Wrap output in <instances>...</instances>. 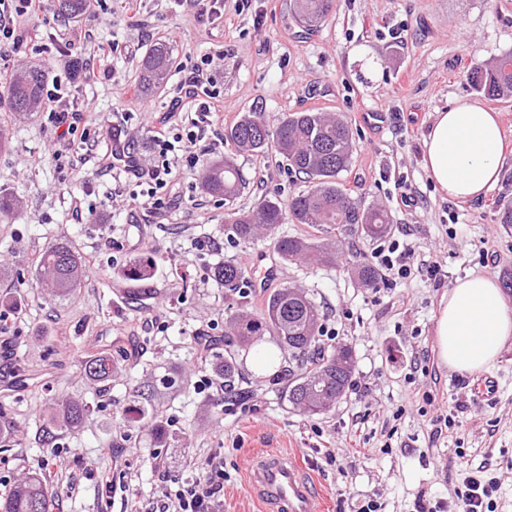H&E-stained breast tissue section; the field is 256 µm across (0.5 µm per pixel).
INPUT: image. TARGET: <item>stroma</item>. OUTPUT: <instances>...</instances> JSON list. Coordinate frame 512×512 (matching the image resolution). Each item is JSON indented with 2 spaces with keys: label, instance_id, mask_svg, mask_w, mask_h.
I'll list each match as a JSON object with an SVG mask.
<instances>
[{
  "label": "stroma",
  "instance_id": "35a3bbf8",
  "mask_svg": "<svg viewBox=\"0 0 512 512\" xmlns=\"http://www.w3.org/2000/svg\"><path fill=\"white\" fill-rule=\"evenodd\" d=\"M289 0H224L209 21L186 0H93L76 20L55 0L46 18L22 20L33 37L6 59L10 70L42 64L60 76L92 151L56 144L46 112L16 119L0 106V187L17 206L0 223V496L30 473L46 474L53 512H159L173 483L205 480L212 458L224 461L220 512H264L249 473L264 451L300 461L322 494L323 512H448L464 473L484 466L498 481L495 512H512V338L488 370L462 374L441 364L435 322L442 296L472 271L496 279L512 273V100L474 91L476 64L512 52V0H335L319 31L300 36ZM118 50L101 61L108 76L83 83L80 68L96 45ZM159 40L174 62L214 58L211 75L222 108L197 144L199 167L183 157L160 209L127 206L145 182L110 171L105 155L126 145L142 163L156 155L157 135L185 132L186 113H169L180 73L153 93L140 85V62ZM499 113L508 144L502 178L480 199L443 198L423 168L424 137L435 112L457 99ZM269 118L335 112L352 127L356 151L341 180L351 196L391 211V238L411 243L419 270L409 279L363 288L348 274L353 254L376 242L356 239L336 266L282 262L276 242L242 243L225 216L253 209L266 196L303 189L275 152L237 151L224 133L249 112ZM363 112L383 113L364 126ZM232 157L245 187L231 200L201 188L204 163ZM67 243L85 262L80 284L63 296L39 288L38 257ZM495 252L494 262L483 260ZM276 265L278 285H299L324 314L322 341L349 343L356 368L346 394L328 414L307 416L283 391L296 365L258 376L251 350L224 343L231 307L260 309L267 289L248 282L228 295L213 269L224 261L252 271L255 256ZM151 264L134 282L131 262ZM442 268L430 280L431 263ZM99 353L117 366L98 383L85 372ZM234 355L239 375L224 386L217 370ZM90 408L77 426H58L63 401ZM145 406V419L133 409ZM458 411L450 434L440 418Z\"/></svg>",
  "mask_w": 512,
  "mask_h": 512
}]
</instances>
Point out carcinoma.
Here are the masks:
<instances>
[{"label":"carcinoma","instance_id":"cac0c4a2","mask_svg":"<svg viewBox=\"0 0 512 512\" xmlns=\"http://www.w3.org/2000/svg\"><path fill=\"white\" fill-rule=\"evenodd\" d=\"M92 0H57L58 14L77 19L91 8ZM335 0H289L296 22L306 31L316 30L333 10ZM171 47L156 43L142 63L141 84L146 91L163 85L172 66ZM473 90L486 97L512 99V53L493 62L476 66L468 74ZM45 70L25 67L6 83V101L11 112L25 117L40 110ZM225 139L236 147L264 153L275 150L298 174L306 176L308 186L286 201L264 197L256 209L231 214L225 231L230 237L249 243L263 237L276 239L278 253L286 262L304 261L313 267L336 264V244L349 238L379 240L390 231L393 219L384 208L352 197L341 182L348 171L355 138L341 115L324 112H293L269 122L262 113L250 112L225 132ZM244 180L230 158L208 164L202 177L203 190L216 197L233 199L241 192ZM302 224L321 234L315 243L308 236L278 235L281 226ZM41 287L59 296L76 287L85 276L78 254L67 244L55 243L39 257ZM355 279L374 288L379 274L368 259L359 255L351 264ZM214 277L230 294L245 288L243 268L231 261L214 268ZM321 312L307 291L284 285L267 297L260 312L239 310L229 319L227 336L238 346L250 348L268 333L277 337V345L288 360L297 364L298 373L285 391L288 402L308 416L329 412L348 390L355 371L352 346L340 344L329 353L320 342ZM85 371L95 381L112 377L114 361L100 354L87 361ZM85 406L69 402L59 409L61 425L81 423ZM0 512H52L47 478L31 473L22 478L4 498Z\"/></svg>","mask_w":512,"mask_h":512}]
</instances>
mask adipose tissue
Returning a JSON list of instances; mask_svg holds the SVG:
<instances>
[{"label":"adipose tissue","mask_w":512,"mask_h":512,"mask_svg":"<svg viewBox=\"0 0 512 512\" xmlns=\"http://www.w3.org/2000/svg\"><path fill=\"white\" fill-rule=\"evenodd\" d=\"M504 151L497 113L462 101L435 113L423 165L445 197L474 200L498 182ZM435 336L443 365L464 373L489 369L512 337V309L497 281L479 272L457 279L441 299Z\"/></svg>","instance_id":"adipose-tissue-1"}]
</instances>
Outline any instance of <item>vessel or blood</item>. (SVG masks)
I'll use <instances>...</instances> for the list:
<instances>
[{"label": "vessel or blood", "mask_w": 512, "mask_h": 512, "mask_svg": "<svg viewBox=\"0 0 512 512\" xmlns=\"http://www.w3.org/2000/svg\"><path fill=\"white\" fill-rule=\"evenodd\" d=\"M252 493L273 512H319L318 499L297 461L278 452L255 457L249 476Z\"/></svg>", "instance_id": "1"}]
</instances>
